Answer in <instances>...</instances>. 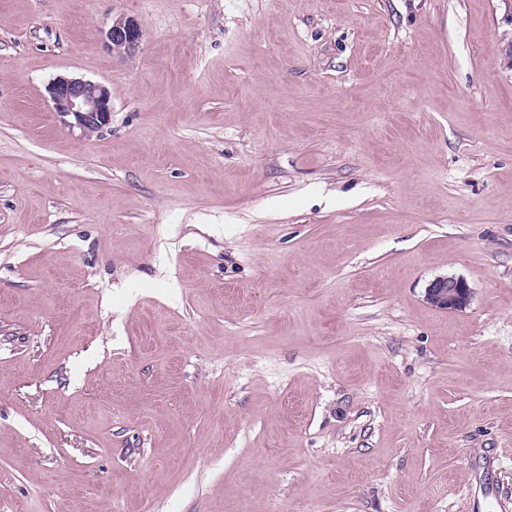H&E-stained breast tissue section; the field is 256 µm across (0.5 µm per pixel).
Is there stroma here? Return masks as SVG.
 Here are the masks:
<instances>
[{"instance_id":"stroma-1","label":"stroma","mask_w":512,"mask_h":512,"mask_svg":"<svg viewBox=\"0 0 512 512\" xmlns=\"http://www.w3.org/2000/svg\"><path fill=\"white\" fill-rule=\"evenodd\" d=\"M511 42L512 0H0V512H512ZM102 35L107 47L119 52H129L138 46L142 38V30L134 18L119 16L103 30ZM47 92L53 112L68 127L89 134L109 125L112 93L105 84L82 77L61 76L48 85ZM425 299L432 306L445 311H462L472 299L468 283L455 275L438 276L425 289Z\"/></svg>"}]
</instances>
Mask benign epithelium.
Wrapping results in <instances>:
<instances>
[{
    "instance_id": "1",
    "label": "benign epithelium",
    "mask_w": 512,
    "mask_h": 512,
    "mask_svg": "<svg viewBox=\"0 0 512 512\" xmlns=\"http://www.w3.org/2000/svg\"><path fill=\"white\" fill-rule=\"evenodd\" d=\"M107 47L121 51L135 49L142 30L132 17L119 16L102 31ZM51 108L64 124L89 134L109 125L112 93L108 86L82 77L61 76L47 88ZM425 299L445 311H461L470 305L472 291L468 283L455 275L438 276L425 289Z\"/></svg>"
}]
</instances>
